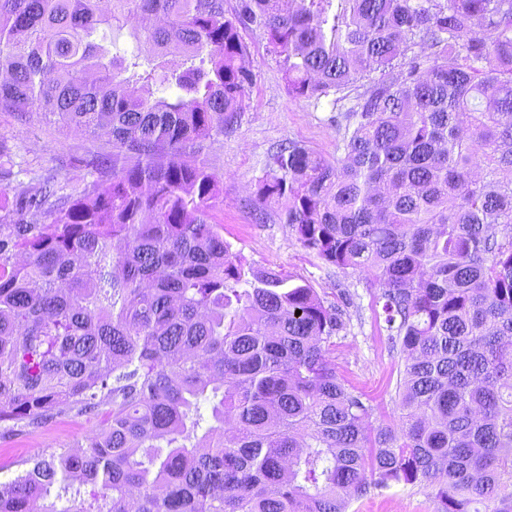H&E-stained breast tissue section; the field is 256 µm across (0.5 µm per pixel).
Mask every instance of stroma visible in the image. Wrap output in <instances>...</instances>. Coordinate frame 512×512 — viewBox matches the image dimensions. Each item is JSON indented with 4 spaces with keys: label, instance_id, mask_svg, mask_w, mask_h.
<instances>
[{
    "label": "stroma",
    "instance_id": "stroma-1",
    "mask_svg": "<svg viewBox=\"0 0 512 512\" xmlns=\"http://www.w3.org/2000/svg\"><path fill=\"white\" fill-rule=\"evenodd\" d=\"M240 35L253 83L233 129L207 141L201 155L221 180L220 196L210 213L225 241L251 265L283 269L314 288L326 304L341 307L346 327L334 339L336 366L351 386L370 399L375 419L392 417L402 361L390 353L387 332L375 319L365 288L366 274L346 276L323 264L297 243L276 212H268L264 222L255 220L254 183L276 147L293 141L326 158H336L342 153L343 135L336 125L337 115L329 106L290 99L282 69L262 30L246 26ZM0 139L8 142L22 164L20 171L0 180V217L9 223L33 221L35 213L16 212L15 186L29 171L54 169L62 177L78 173L73 157L81 153L86 139L72 129L46 126L36 115L21 124L5 112L0 113ZM101 427V420L69 415L19 436L0 438V482L14 476L16 461L28 457L30 448L40 441L48 438L55 448H68L81 433ZM348 512H435L433 491L422 484L373 487L352 498Z\"/></svg>",
    "mask_w": 512,
    "mask_h": 512
}]
</instances>
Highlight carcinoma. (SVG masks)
Returning a JSON list of instances; mask_svg holds the SVG:
<instances>
[{"label": "carcinoma", "instance_id": "1", "mask_svg": "<svg viewBox=\"0 0 512 512\" xmlns=\"http://www.w3.org/2000/svg\"><path fill=\"white\" fill-rule=\"evenodd\" d=\"M247 24L291 99L345 110L343 154L280 146L254 202L372 273L394 421L336 368L342 311L232 251L218 176L186 160L243 110ZM3 72L0 112L93 147L19 185L49 222L0 224V437L105 427L22 461L0 512H347L415 484L436 512H512V0H0Z\"/></svg>", "mask_w": 512, "mask_h": 512}]
</instances>
